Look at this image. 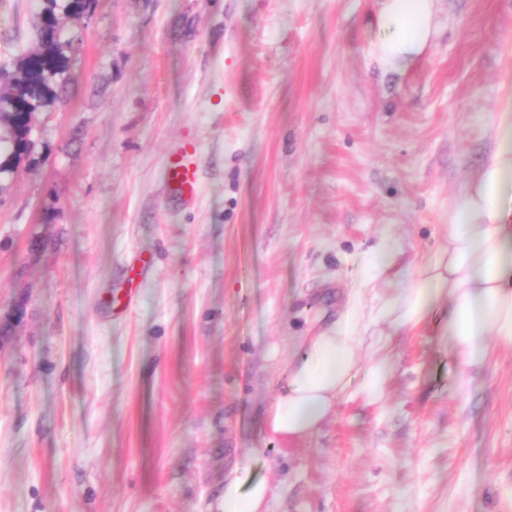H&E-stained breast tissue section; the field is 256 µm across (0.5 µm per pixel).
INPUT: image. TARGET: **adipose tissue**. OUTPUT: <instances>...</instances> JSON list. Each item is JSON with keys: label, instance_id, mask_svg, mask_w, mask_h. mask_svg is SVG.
I'll use <instances>...</instances> for the list:
<instances>
[{"label": "adipose tissue", "instance_id": "ef3b65f1", "mask_svg": "<svg viewBox=\"0 0 512 512\" xmlns=\"http://www.w3.org/2000/svg\"><path fill=\"white\" fill-rule=\"evenodd\" d=\"M375 45L381 67L405 70L439 29L437 0H377ZM497 145L456 200L448 245L413 280L394 276L388 297L365 306L354 298L333 325L305 337L265 418L268 434L305 439L334 413L337 400L359 382L368 401L384 395L386 362L361 365L358 350L372 324L412 330L449 307L445 334L464 365L485 361L490 337L512 343V106L493 113ZM269 485L237 469L224 479L222 512H265Z\"/></svg>", "mask_w": 512, "mask_h": 512}]
</instances>
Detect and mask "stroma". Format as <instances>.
<instances>
[{"label":"stroma","instance_id":"stroma-1","mask_svg":"<svg viewBox=\"0 0 512 512\" xmlns=\"http://www.w3.org/2000/svg\"><path fill=\"white\" fill-rule=\"evenodd\" d=\"M41 0H0V69ZM403 72L376 0H95L61 101L0 193V512H218L247 468L268 512H512V344L462 366L446 311L382 322L313 436L264 415L304 337L392 234L416 275L512 98V0H440ZM198 147L199 190L166 158ZM195 153L196 146L186 144L167 158L166 172L170 191L182 202L191 200L196 192Z\"/></svg>","mask_w":512,"mask_h":512}]
</instances>
